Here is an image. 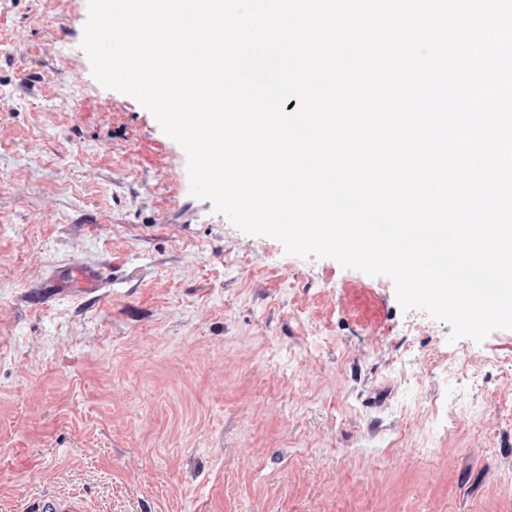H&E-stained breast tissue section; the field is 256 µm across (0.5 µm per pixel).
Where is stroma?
<instances>
[{
	"label": "stroma",
	"instance_id": "1",
	"mask_svg": "<svg viewBox=\"0 0 512 512\" xmlns=\"http://www.w3.org/2000/svg\"><path fill=\"white\" fill-rule=\"evenodd\" d=\"M88 16L0 0V512H512V330L449 342L389 278L192 196ZM73 264L112 282L34 304Z\"/></svg>",
	"mask_w": 512,
	"mask_h": 512
}]
</instances>
